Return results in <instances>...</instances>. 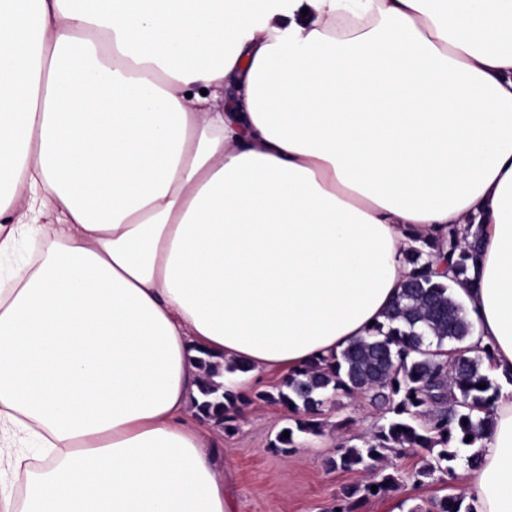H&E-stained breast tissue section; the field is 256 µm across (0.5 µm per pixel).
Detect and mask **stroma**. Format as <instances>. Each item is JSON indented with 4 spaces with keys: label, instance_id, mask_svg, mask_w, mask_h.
Returning <instances> with one entry per match:
<instances>
[{
    "label": "stroma",
    "instance_id": "1",
    "mask_svg": "<svg viewBox=\"0 0 512 512\" xmlns=\"http://www.w3.org/2000/svg\"><path fill=\"white\" fill-rule=\"evenodd\" d=\"M381 415L367 398L336 396L324 407V431L301 435L288 453L271 448L277 433L289 423L282 406L253 399L245 405L233 435L216 440V461L224 471L229 512H330L341 490L360 483L362 473L331 469L330 458L343 443L369 434ZM428 451L393 450L382 465L397 468L398 488L367 500L361 512H407L409 505L431 497L463 494L460 475L435 473L416 484L414 473L429 461Z\"/></svg>",
    "mask_w": 512,
    "mask_h": 512
}]
</instances>
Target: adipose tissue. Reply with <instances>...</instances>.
Instances as JSON below:
<instances>
[{
    "label": "adipose tissue",
    "instance_id": "obj_1",
    "mask_svg": "<svg viewBox=\"0 0 512 512\" xmlns=\"http://www.w3.org/2000/svg\"><path fill=\"white\" fill-rule=\"evenodd\" d=\"M452 225L512 371V0H0V512H227L197 359L340 353ZM480 446L512 512V386Z\"/></svg>",
    "mask_w": 512,
    "mask_h": 512
}]
</instances>
